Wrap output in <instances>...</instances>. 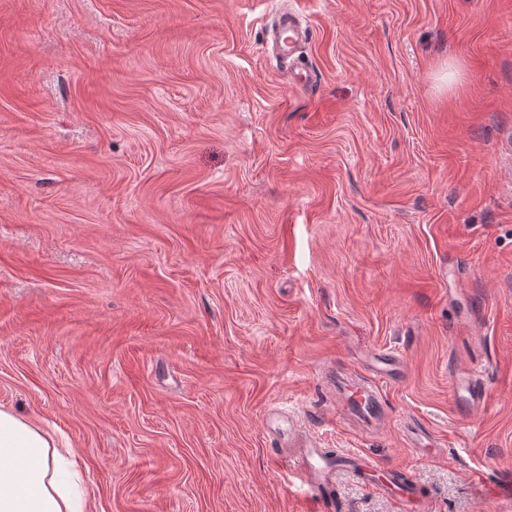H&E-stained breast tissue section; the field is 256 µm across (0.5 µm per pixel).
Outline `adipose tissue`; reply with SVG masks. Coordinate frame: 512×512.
Returning <instances> with one entry per match:
<instances>
[{
  "label": "adipose tissue",
  "instance_id": "ef3b65f1",
  "mask_svg": "<svg viewBox=\"0 0 512 512\" xmlns=\"http://www.w3.org/2000/svg\"><path fill=\"white\" fill-rule=\"evenodd\" d=\"M77 465L54 432L0 407V512H88Z\"/></svg>",
  "mask_w": 512,
  "mask_h": 512
}]
</instances>
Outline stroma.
<instances>
[{
  "label": "stroma",
  "instance_id": "stroma-1",
  "mask_svg": "<svg viewBox=\"0 0 512 512\" xmlns=\"http://www.w3.org/2000/svg\"><path fill=\"white\" fill-rule=\"evenodd\" d=\"M290 2L0 0V406L93 512H402L348 467L314 501L272 408L512 512V0H298L302 87ZM378 352L358 432L331 379ZM282 16L286 17H284L280 23V44L276 42V33L274 34L275 53L281 60L292 58L289 67L294 71L295 83L298 85L300 82L306 81L308 77V72L299 67V55L293 58L298 51L297 45H300L304 34L298 20L300 14L293 9H289L288 13H283ZM452 387L455 400L460 406L474 407L484 401L486 388L476 385L468 375L460 376L456 374L452 378Z\"/></svg>",
  "mask_w": 512,
  "mask_h": 512
}]
</instances>
